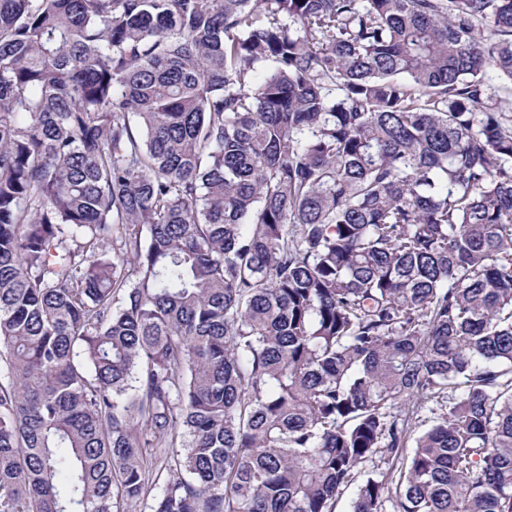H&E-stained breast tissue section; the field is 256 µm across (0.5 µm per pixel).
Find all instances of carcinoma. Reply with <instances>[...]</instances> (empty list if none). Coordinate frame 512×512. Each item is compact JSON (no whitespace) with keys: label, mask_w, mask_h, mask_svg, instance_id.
<instances>
[{"label":"carcinoma","mask_w":512,"mask_h":512,"mask_svg":"<svg viewBox=\"0 0 512 512\" xmlns=\"http://www.w3.org/2000/svg\"><path fill=\"white\" fill-rule=\"evenodd\" d=\"M493 73L512 0H0V512H512ZM385 467H387V465L382 463L378 456L360 465L356 475V481L348 487H345L336 498L334 512H350L357 486L363 479V476L372 471H379L381 468L384 469Z\"/></svg>","instance_id":"obj_1"}]
</instances>
